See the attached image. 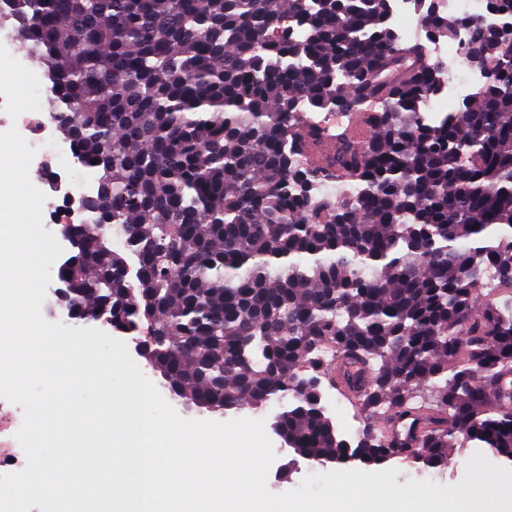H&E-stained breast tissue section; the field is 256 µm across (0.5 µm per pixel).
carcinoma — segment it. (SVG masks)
<instances>
[{
    "instance_id": "obj_1",
    "label": "carcinoma",
    "mask_w": 512,
    "mask_h": 512,
    "mask_svg": "<svg viewBox=\"0 0 512 512\" xmlns=\"http://www.w3.org/2000/svg\"><path fill=\"white\" fill-rule=\"evenodd\" d=\"M11 2L97 180L57 272L78 319L148 320L172 399L276 401L313 465L445 467L471 442L512 461V0H485L495 26L465 20L485 83L433 121L444 69L394 33L390 0ZM414 2L430 38L453 35L459 19ZM336 111L351 125L310 117ZM341 181L358 194L310 192ZM326 376L365 414L354 445L306 387Z\"/></svg>"
}]
</instances>
